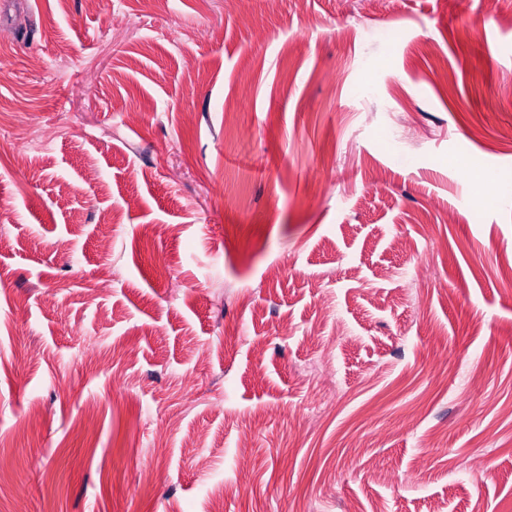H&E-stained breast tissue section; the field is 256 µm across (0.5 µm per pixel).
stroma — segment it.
Here are the masks:
<instances>
[{
	"label": "stroma",
	"mask_w": 512,
	"mask_h": 512,
	"mask_svg": "<svg viewBox=\"0 0 512 512\" xmlns=\"http://www.w3.org/2000/svg\"><path fill=\"white\" fill-rule=\"evenodd\" d=\"M509 125L512 0H0V512H512Z\"/></svg>",
	"instance_id": "stroma-1"
}]
</instances>
